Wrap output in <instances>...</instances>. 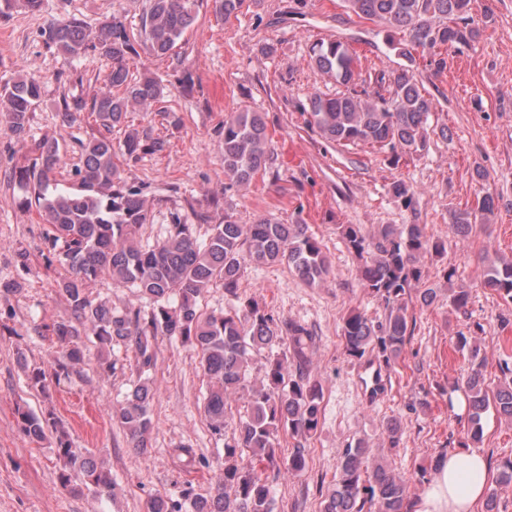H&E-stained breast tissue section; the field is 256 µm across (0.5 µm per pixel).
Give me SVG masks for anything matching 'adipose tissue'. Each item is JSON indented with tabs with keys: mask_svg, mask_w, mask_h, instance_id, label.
Returning a JSON list of instances; mask_svg holds the SVG:
<instances>
[{
	"mask_svg": "<svg viewBox=\"0 0 512 512\" xmlns=\"http://www.w3.org/2000/svg\"><path fill=\"white\" fill-rule=\"evenodd\" d=\"M489 479L485 456L473 450L448 453L420 497L416 512H476Z\"/></svg>",
	"mask_w": 512,
	"mask_h": 512,
	"instance_id": "obj_1",
	"label": "adipose tissue"
}]
</instances>
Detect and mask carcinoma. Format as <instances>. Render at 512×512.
Listing matches in <instances>:
<instances>
[{
	"mask_svg": "<svg viewBox=\"0 0 512 512\" xmlns=\"http://www.w3.org/2000/svg\"><path fill=\"white\" fill-rule=\"evenodd\" d=\"M246 0H214L215 11L228 19L237 15ZM474 0H346L360 18L389 27L390 45L407 65L391 78L379 79L356 90L359 74L356 54L339 39L316 44L318 70L344 90L334 96L314 93L309 98L308 123L320 135L339 144H369L388 155L396 166L404 156L419 155L429 142L428 120L434 103L420 89L412 69L415 55L427 59L439 74L447 68L444 50L467 47L479 37L472 19ZM42 0H0V21L19 10H40ZM197 0H148L142 15L144 46L156 57L166 56L197 19ZM49 49L71 63L93 52L110 61L99 91L86 101L64 95L57 108L62 124H75L85 111L95 115L104 134L78 141L79 160L69 175L77 189L56 179L67 165L65 144L56 139L36 140L31 119L43 100L41 83L26 76L0 81V124L17 140L28 145L24 164L15 167L12 180L21 195L19 206H38L48 228L45 233L49 266L65 271L59 292L70 307V316L52 325L60 347L56 361L62 373L84 361L92 338L101 347H123L134 353L142 377L133 383L124 403L113 414L125 429L136 454L151 447L150 407L154 390L145 372L157 360L158 337L165 336L193 347L207 378L204 415L211 434L224 440V469L215 486L198 489L185 481L176 492L158 493L148 502L147 512H275L273 486L281 474L276 447L283 435L309 439L322 419V387L311 378L315 335L307 325L280 319L253 297H240L239 283L249 265L285 263L309 285L320 284L331 273V261L322 244L308 232V225L283 224L259 218L241 224L224 216V223L211 224L203 235L195 225L171 214L166 236L154 244L141 243V231L152 223L153 201L142 189L129 186L115 162L116 151L109 133L124 129L122 156L137 161L165 150V141L150 129L127 125L128 113L137 108L151 111L162 102L163 87L148 70L131 71L139 52L125 16L114 13L92 28L76 16L52 21L41 30ZM274 158V148L261 113L243 110L224 118V179L240 187ZM389 194L408 208L414 190L395 178ZM493 210V198L485 196L474 209L450 213L453 238H469L477 215ZM350 252L358 259L357 276L368 294L384 305V315L370 319L353 309L342 317L341 340L352 359L371 356L380 368L391 369L403 358L415 319L409 305L430 307L437 303L439 289L426 286L425 259L442 257L447 241L426 231L424 224H382L369 234L359 224L340 226ZM456 269L444 270L448 302L467 307L470 289L453 287ZM108 276L116 284L132 288L148 307L114 311L94 302L87 284ZM221 285L232 305L219 313L206 312L201 301L207 289ZM482 285L512 302V260L487 266ZM458 347L468 352L473 367L464 381L468 401L470 438L483 435L482 417L490 408L512 423V367L504 364L503 379L491 389L485 384L478 362L480 348L461 334ZM267 353L265 375L259 382L249 377L253 357ZM238 421L226 434L227 418ZM17 423L32 442L52 436L54 452L62 462L59 487L68 493L84 488L101 497L112 496V473L88 453L72 448L68 433L54 414L17 409ZM403 419L388 418L384 433L390 447L400 444ZM189 472L205 465L195 450L182 445ZM307 467L304 445L295 446L288 459V473ZM512 485V459L497 466L487 489L486 512H497L498 492ZM408 483L382 457L371 453L363 438L347 444L323 500L320 512H412Z\"/></svg>",
	"mask_w": 512,
	"mask_h": 512,
	"instance_id": "1",
	"label": "carcinoma"
}]
</instances>
